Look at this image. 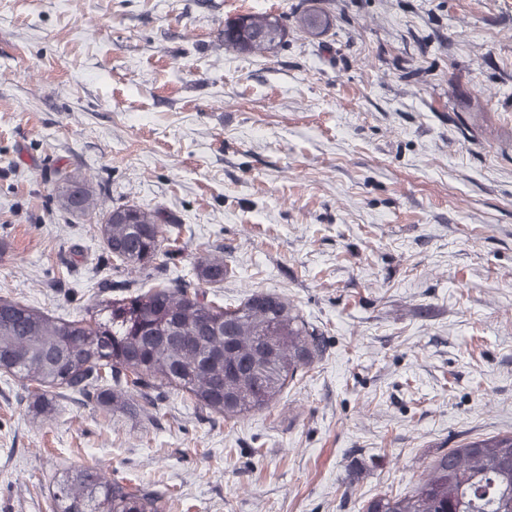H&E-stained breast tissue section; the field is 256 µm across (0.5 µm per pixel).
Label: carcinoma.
Listing matches in <instances>:
<instances>
[{
    "mask_svg": "<svg viewBox=\"0 0 512 512\" xmlns=\"http://www.w3.org/2000/svg\"><path fill=\"white\" fill-rule=\"evenodd\" d=\"M305 33L327 32L330 16L306 8L296 16ZM224 47L237 52L274 50L288 25L268 13H249L241 25L224 24ZM62 207L101 214V234L116 266L151 276L164 249L169 221L158 207L118 204L98 212L97 191L84 176L58 184ZM224 257L202 253L190 279L137 287L106 302L105 317L62 320L0 298V371L31 386L35 410L54 411V399L83 396L106 412L141 411L148 399L178 390L199 409L238 419L269 406L288 381L320 352V338L288 300L255 291L239 302L205 301L193 281L224 283ZM512 435L452 448L425 467L406 495L371 501L366 512H512ZM53 512H166L157 492L106 479L87 467L61 475Z\"/></svg>",
    "mask_w": 512,
    "mask_h": 512,
    "instance_id": "cac0c4a2",
    "label": "carcinoma"
}]
</instances>
